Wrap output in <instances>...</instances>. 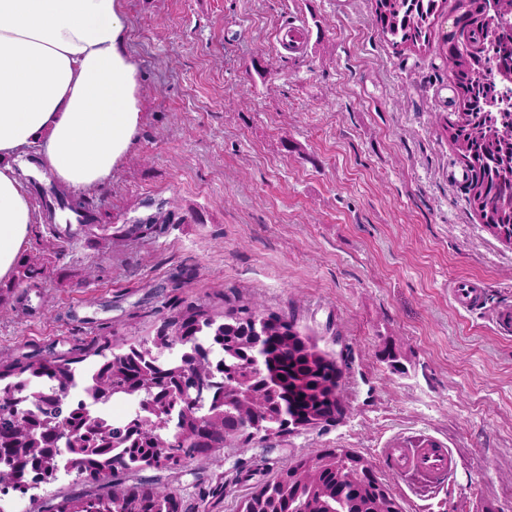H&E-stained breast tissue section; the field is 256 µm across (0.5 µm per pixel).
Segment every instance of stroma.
Masks as SVG:
<instances>
[{"instance_id": "stroma-1", "label": "stroma", "mask_w": 512, "mask_h": 512, "mask_svg": "<svg viewBox=\"0 0 512 512\" xmlns=\"http://www.w3.org/2000/svg\"><path fill=\"white\" fill-rule=\"evenodd\" d=\"M396 47L374 0H122L140 72L136 141L90 195L120 229L167 213L164 234L102 252L90 234L53 237L41 212L26 245L43 276L0 309V356H70L102 336L140 341L186 306L223 318L250 302L293 318L340 370L336 421L227 448L216 467L237 512L250 486L319 448L367 460L402 512H512V246L486 227L444 126L457 112L441 35ZM306 26L300 52L279 29ZM485 290L466 312L450 290ZM400 344L405 372L376 352ZM429 437L455 458L425 488L393 472L388 448Z\"/></svg>"}]
</instances>
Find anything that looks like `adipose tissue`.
<instances>
[{
  "instance_id": "adipose-tissue-1",
  "label": "adipose tissue",
  "mask_w": 512,
  "mask_h": 512,
  "mask_svg": "<svg viewBox=\"0 0 512 512\" xmlns=\"http://www.w3.org/2000/svg\"><path fill=\"white\" fill-rule=\"evenodd\" d=\"M121 0H0V281L37 221L13 162L36 148L63 186L112 179L140 123L138 68Z\"/></svg>"
}]
</instances>
